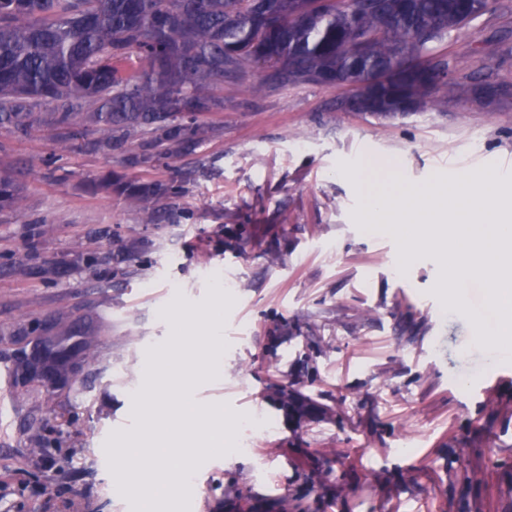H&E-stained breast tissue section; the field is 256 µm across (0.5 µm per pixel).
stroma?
<instances>
[{"label":"stroma","mask_w":512,"mask_h":512,"mask_svg":"<svg viewBox=\"0 0 512 512\" xmlns=\"http://www.w3.org/2000/svg\"><path fill=\"white\" fill-rule=\"evenodd\" d=\"M489 36L491 59L476 51ZM431 48L503 94L436 89L424 111L383 117L348 109L350 87L251 67L172 155L99 148L80 124L64 150L53 126L0 129V168L23 187L0 211V512H512V358L469 344L499 319L491 288L466 276L449 311L442 268L398 272V239L361 222L362 160L424 192L512 161V0ZM105 173L182 193L152 201L149 223L123 193L89 191ZM177 303L223 311L221 368L163 398L222 413L239 451L203 456L171 507L114 485L117 462L142 456L127 436ZM49 338L76 360L58 392L13 377Z\"/></svg>","instance_id":"35a3bbf8"}]
</instances>
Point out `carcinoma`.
Instances as JSON below:
<instances>
[{"mask_svg":"<svg viewBox=\"0 0 512 512\" xmlns=\"http://www.w3.org/2000/svg\"><path fill=\"white\" fill-rule=\"evenodd\" d=\"M486 0H0V128L25 131L81 120L98 144L148 134L164 153L183 143L186 117L213 111L209 94L249 67L273 84L356 85L353 110L420 108L431 89L477 100L485 81L449 77L430 44L479 17ZM176 193L156 184L127 193L141 207ZM22 187L0 169V210Z\"/></svg>","mask_w":512,"mask_h":512,"instance_id":"carcinoma-1","label":"carcinoma"}]
</instances>
